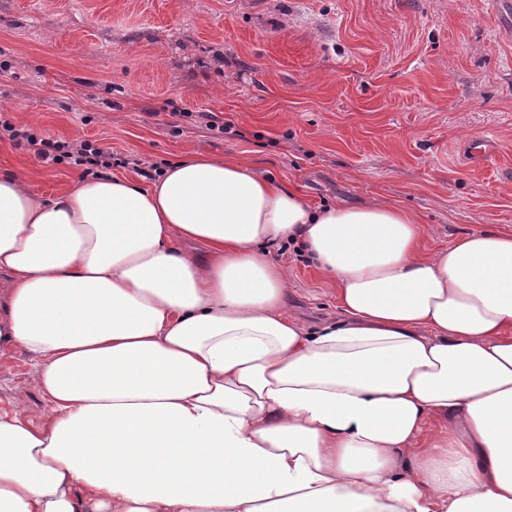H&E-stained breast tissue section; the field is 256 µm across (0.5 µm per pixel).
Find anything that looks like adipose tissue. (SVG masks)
<instances>
[{"instance_id": "obj_1", "label": "adipose tissue", "mask_w": 512, "mask_h": 512, "mask_svg": "<svg viewBox=\"0 0 512 512\" xmlns=\"http://www.w3.org/2000/svg\"><path fill=\"white\" fill-rule=\"evenodd\" d=\"M421 237L228 157L0 171V347L49 408L0 406V512H512V231ZM281 244L341 320L289 312Z\"/></svg>"}]
</instances>
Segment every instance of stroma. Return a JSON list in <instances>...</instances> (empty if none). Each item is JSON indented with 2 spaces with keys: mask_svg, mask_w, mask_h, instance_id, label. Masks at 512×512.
<instances>
[{
  "mask_svg": "<svg viewBox=\"0 0 512 512\" xmlns=\"http://www.w3.org/2000/svg\"><path fill=\"white\" fill-rule=\"evenodd\" d=\"M0 117L161 167L230 155L316 207L393 202L428 254L512 228V31L484 0H0ZM0 169L45 195L80 176L7 139ZM287 268L294 311L337 317L335 280ZM34 371L0 352V403L40 422ZM496 151L494 142L487 136L469 141L465 148V153L472 163H483L495 155Z\"/></svg>",
  "mask_w": 512,
  "mask_h": 512,
  "instance_id": "35a3bbf8",
  "label": "stroma"
}]
</instances>
